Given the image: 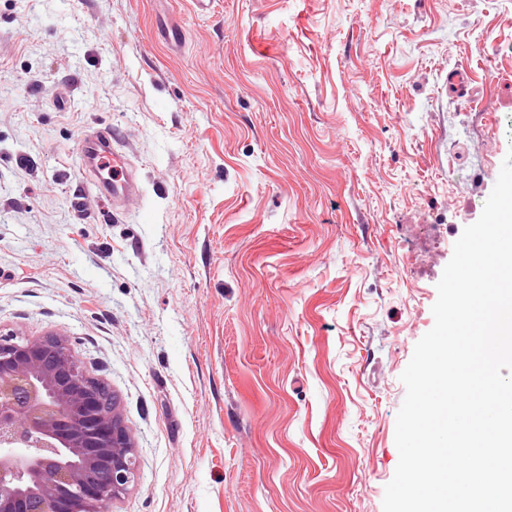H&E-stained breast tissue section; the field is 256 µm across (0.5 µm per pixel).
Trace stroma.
Masks as SVG:
<instances>
[{
  "label": "stroma",
  "instance_id": "1",
  "mask_svg": "<svg viewBox=\"0 0 512 512\" xmlns=\"http://www.w3.org/2000/svg\"><path fill=\"white\" fill-rule=\"evenodd\" d=\"M106 133L124 205L81 162ZM511 148L512 0H0V330L112 391L110 512H383L400 376Z\"/></svg>",
  "mask_w": 512,
  "mask_h": 512
}]
</instances>
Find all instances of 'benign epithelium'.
Wrapping results in <instances>:
<instances>
[{
  "label": "benign epithelium",
  "mask_w": 512,
  "mask_h": 512,
  "mask_svg": "<svg viewBox=\"0 0 512 512\" xmlns=\"http://www.w3.org/2000/svg\"><path fill=\"white\" fill-rule=\"evenodd\" d=\"M137 475L115 400L69 341L0 333V512H103Z\"/></svg>",
  "instance_id": "7a95c632"
}]
</instances>
